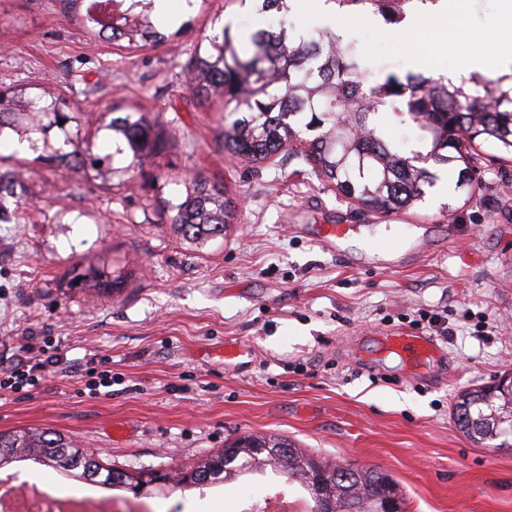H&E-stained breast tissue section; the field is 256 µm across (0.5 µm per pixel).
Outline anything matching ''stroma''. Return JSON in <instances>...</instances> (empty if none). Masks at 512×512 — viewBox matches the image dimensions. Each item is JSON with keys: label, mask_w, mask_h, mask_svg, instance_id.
<instances>
[{"label": "stroma", "mask_w": 512, "mask_h": 512, "mask_svg": "<svg viewBox=\"0 0 512 512\" xmlns=\"http://www.w3.org/2000/svg\"><path fill=\"white\" fill-rule=\"evenodd\" d=\"M475 0L458 27L430 4L419 28L369 12L340 13L370 81L411 72H466L470 55L498 53ZM84 0H0V88L51 91L77 102L64 125L45 117L41 149L0 137V172L21 165L26 193L0 217V371L27 340L59 346L64 365L39 389L0 394V431L51 428L112 465L171 470L242 434H280L313 455L381 468L403 489L406 512H512V447L488 448L454 424L462 392L512 371V165L485 148L472 195L436 168L414 207L379 217L349 207L291 165L260 167L220 151L223 106L183 83V52L215 18L260 23L233 0H196L178 41L119 48L83 25ZM139 105L168 139L144 186L102 182L49 159L62 138L112 150L104 117ZM239 202L222 238L181 241L157 206L184 200L193 178ZM320 224H358L372 244L387 226L434 227L441 252L396 271L352 269L317 244ZM120 276L102 292L94 276ZM448 321L444 366L388 354L383 336L433 334L421 313ZM240 350L224 358L225 346ZM111 360L110 391L90 394L82 366ZM265 489L242 479L215 497L177 491L164 512H237Z\"/></svg>", "instance_id": "1"}]
</instances>
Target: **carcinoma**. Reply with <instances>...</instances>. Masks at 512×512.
<instances>
[{
  "label": "carcinoma",
  "mask_w": 512,
  "mask_h": 512,
  "mask_svg": "<svg viewBox=\"0 0 512 512\" xmlns=\"http://www.w3.org/2000/svg\"><path fill=\"white\" fill-rule=\"evenodd\" d=\"M429 0H331L339 11L371 12L387 23L403 21L412 4ZM154 0H91L86 22L98 38L129 48L163 45L169 36L151 18ZM193 91L207 100L224 102L221 131L224 151L241 161L259 165L286 151L347 200L351 207L386 215L412 207L434 185L427 168H458L456 188L470 194L475 188V156L486 145L512 162V71L487 76L473 71L457 80L403 77L390 74L369 83L353 44L320 29L294 36L279 22L278 29H258L240 39L223 25L198 39L183 65ZM81 108L50 94L30 97L23 91L0 90V130L14 125L21 113L32 117L34 130L42 131L48 114L60 117ZM384 112L399 123L414 122L421 131L426 152L406 155L377 132L376 120ZM163 129L136 106L112 119V155L101 156L77 143L58 155L71 169L97 167L105 181L130 183L144 166L167 148ZM25 190L22 174L15 170L0 177V212L9 199ZM238 202L226 189L192 180L191 190L179 204L161 201L172 213L181 239L190 243L224 236ZM455 423L477 443L503 439L509 414L507 392L488 384L458 395ZM25 454L38 464L65 470L85 482L109 488L130 489L136 496L165 492L169 485L199 487L231 483L265 466L290 484L297 483L312 501L333 500L331 512H351L352 505L370 506L388 494L400 505L405 498L399 484L386 472L352 463L320 460L286 436L246 434L199 463L176 475L161 470L127 471L107 464L65 435L45 429L0 431V462ZM316 472L322 486L306 482Z\"/></svg>",
  "instance_id": "obj_1"
}]
</instances>
